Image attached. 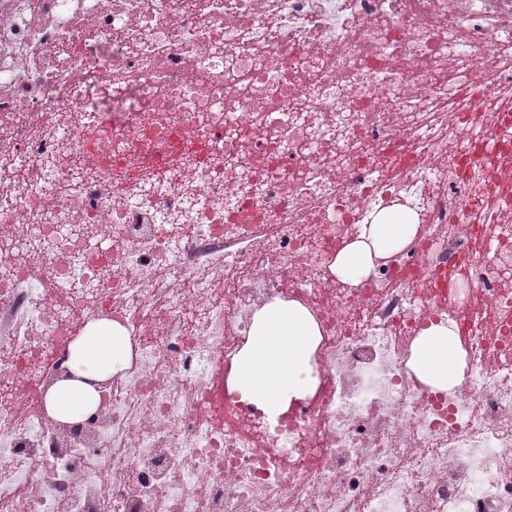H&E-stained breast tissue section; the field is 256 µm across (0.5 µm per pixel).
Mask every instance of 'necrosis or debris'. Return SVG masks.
<instances>
[{"label": "necrosis or debris", "mask_w": 512, "mask_h": 512, "mask_svg": "<svg viewBox=\"0 0 512 512\" xmlns=\"http://www.w3.org/2000/svg\"><path fill=\"white\" fill-rule=\"evenodd\" d=\"M276 301L319 336L273 419L231 375ZM103 316L126 394L60 435L18 399ZM0 512H512V0H0ZM406 209H384L370 224H361L352 239L336 253L332 271L343 283L359 285L373 270L377 260L399 253L417 234L419 224ZM409 366L432 389L448 390L459 385L465 364L453 324H432L422 330L412 349Z\"/></svg>", "instance_id": "necrosis-or-debris-1"}]
</instances>
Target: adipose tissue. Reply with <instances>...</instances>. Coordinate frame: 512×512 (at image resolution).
I'll use <instances>...</instances> for the list:
<instances>
[{
	"mask_svg": "<svg viewBox=\"0 0 512 512\" xmlns=\"http://www.w3.org/2000/svg\"><path fill=\"white\" fill-rule=\"evenodd\" d=\"M418 229L406 209H384L337 252L332 270L343 283L359 285L377 261L399 253ZM316 334L311 315L299 304L278 303L258 311L249 344L237 363L236 385L243 399L274 417L293 400L312 394L316 380L310 357ZM130 358V339L119 322L99 318L86 323L70 347L67 376L57 379L44 396L48 416L71 424L95 412L102 401L101 384L111 381ZM409 366L432 389L459 385L464 359L453 325L433 324L422 330Z\"/></svg>",
	"mask_w": 512,
	"mask_h": 512,
	"instance_id": "obj_1",
	"label": "adipose tissue"
}]
</instances>
